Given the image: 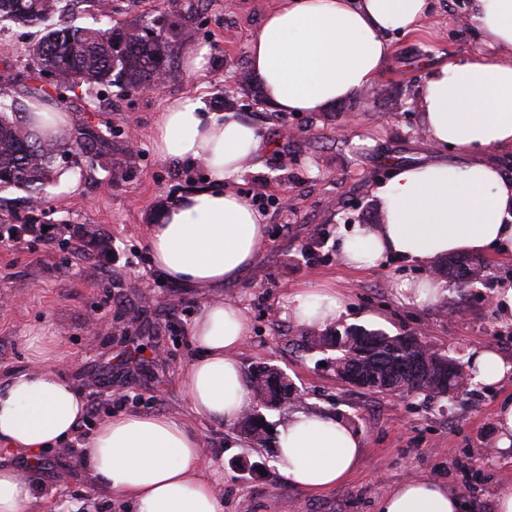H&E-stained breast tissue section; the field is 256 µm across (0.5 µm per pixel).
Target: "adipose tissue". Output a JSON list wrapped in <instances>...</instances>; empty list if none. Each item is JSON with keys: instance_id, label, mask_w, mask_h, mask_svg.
Masks as SVG:
<instances>
[{"instance_id": "adipose-tissue-1", "label": "adipose tissue", "mask_w": 512, "mask_h": 512, "mask_svg": "<svg viewBox=\"0 0 512 512\" xmlns=\"http://www.w3.org/2000/svg\"><path fill=\"white\" fill-rule=\"evenodd\" d=\"M429 0H282L253 35L249 64L277 111L321 112L354 97L381 76L393 47L390 30L425 31ZM470 24L481 50L448 59L427 75L421 104L430 140L462 153L459 161L397 167L377 192L380 224H356L340 242L347 265L379 267L391 255L428 265L459 254H512V178L480 160L490 149L512 151V0H471ZM42 138L70 141L73 117L42 101L25 114ZM153 147L163 160L204 163L210 186L164 208L149 231L156 265L172 281L220 288L239 280L266 243L261 215L225 181L252 170L263 148L257 129L231 110L213 112L202 99L168 101ZM290 302L297 322L319 327L340 317L344 302L329 291L299 292ZM202 351L187 375L195 414L235 422L252 403L238 352L248 333L243 311L222 300L205 303L190 330ZM0 387V446L27 455L72 439L86 404L45 362ZM201 442L169 415H110L85 445L95 480L122 497L129 512H223L200 471ZM361 441L347 424L298 412L279 427L277 467L309 492L336 487L356 469ZM38 492L18 472L0 469V512H35ZM378 512H463L441 483L411 477L393 486Z\"/></svg>"}]
</instances>
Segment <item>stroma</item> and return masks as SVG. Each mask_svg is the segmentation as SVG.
<instances>
[{"instance_id":"35a3bbf8","label":"stroma","mask_w":512,"mask_h":512,"mask_svg":"<svg viewBox=\"0 0 512 512\" xmlns=\"http://www.w3.org/2000/svg\"><path fill=\"white\" fill-rule=\"evenodd\" d=\"M80 2L71 20L81 26L100 20L127 26L163 10V0H112L103 18L93 0ZM280 4L204 0L190 21L192 39H172L174 73L160 88L127 93L113 86L48 97L51 108L71 113L79 126L111 134L112 145L92 165L71 155L58 159L59 169L79 177L74 196L50 191L34 209L21 190L0 193V384L32 366V337L52 338L51 367L97 407L86 432L110 414L180 418L202 441L200 468L219 492L223 512H377L389 488L413 475L447 485L461 496L465 512H493L497 489L512 483V448L495 446V412L512 399V375L493 386L474 381L464 392L434 400L362 389L339 380L325 366V354L298 349L308 328L295 320L289 302L301 289H331L345 302L340 325L414 336L461 359L488 347L512 363V323L500 320L494 307L503 284H512V255L480 256L481 283L418 308L402 302L397 286L431 273V266L390 258L379 268L354 270L338 249L352 225L379 223L375 191L394 169L456 158L454 149L439 150L429 141L420 92L443 58L479 49L471 27L458 22L470 2L430 0L425 37L389 32L393 54L373 87L322 112L288 114L266 102L248 59L251 37ZM39 35L38 27L0 21V81L13 83L21 103L33 69L27 48ZM192 44L210 49L204 74L182 65ZM184 95L202 97L214 111L234 110L263 137L256 168L231 182L232 190L246 198H291L286 211L267 204V239L255 265L221 288L172 282L149 249L160 210L208 182L202 164L162 160L152 146L166 100ZM353 113L359 116L354 123ZM285 125L293 137L281 136ZM16 224L46 230L8 239ZM82 230L108 239L109 259L83 247ZM214 298L238 306L247 318L249 333L238 353L243 370L278 366L300 393L295 411L340 417L360 433L361 461L345 483L319 493L296 488L280 475L275 446H257L239 427L192 413L187 371L198 350L189 329ZM82 445L77 438L44 450L52 467L28 476L43 496L39 512H83L88 503L96 512H125L123 500L84 468Z\"/></svg>"}]
</instances>
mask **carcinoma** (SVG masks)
Listing matches in <instances>:
<instances>
[{"label":"carcinoma","instance_id":"cac0c4a2","mask_svg":"<svg viewBox=\"0 0 512 512\" xmlns=\"http://www.w3.org/2000/svg\"><path fill=\"white\" fill-rule=\"evenodd\" d=\"M165 13L191 15L193 0H165ZM67 0H0V20L42 28L30 49L38 73L56 78L57 86L92 93L117 86L139 92L172 73L168 60L169 32L156 18L136 27L78 26L62 18ZM10 84L0 82V191L21 189L37 204L57 171V159L80 155L93 165L104 156L109 140L88 129L68 144L54 143L33 133L24 121ZM444 275L462 293L482 282L484 266L449 259ZM300 348L333 352L336 374L370 391L421 392L443 397L462 389V367L446 351L429 347L413 336H391L361 325L336 328L325 334L307 333ZM258 400L238 421L256 445L266 446L270 435L262 410L288 408L292 384L279 369L263 364L246 373Z\"/></svg>","mask_w":512,"mask_h":512}]
</instances>
